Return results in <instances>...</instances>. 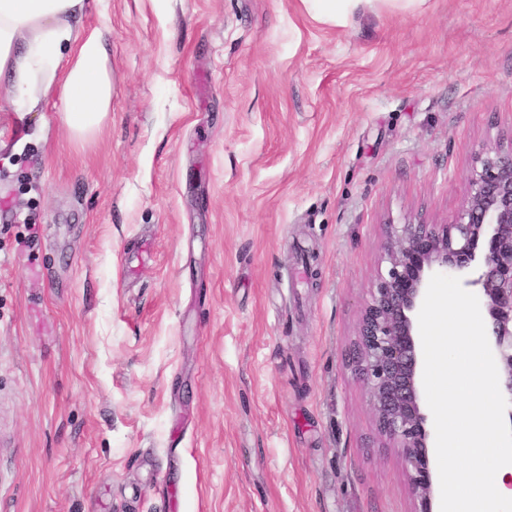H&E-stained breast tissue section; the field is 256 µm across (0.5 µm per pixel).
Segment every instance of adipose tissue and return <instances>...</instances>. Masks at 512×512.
Here are the masks:
<instances>
[{
	"label": "adipose tissue",
	"mask_w": 512,
	"mask_h": 512,
	"mask_svg": "<svg viewBox=\"0 0 512 512\" xmlns=\"http://www.w3.org/2000/svg\"><path fill=\"white\" fill-rule=\"evenodd\" d=\"M88 0H0V80L17 111L41 97L60 103L71 136L94 135L112 110L115 86L103 30L83 23Z\"/></svg>",
	"instance_id": "adipose-tissue-1"
}]
</instances>
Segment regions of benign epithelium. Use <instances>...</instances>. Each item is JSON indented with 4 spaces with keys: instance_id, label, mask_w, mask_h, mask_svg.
<instances>
[{
    "instance_id": "7a95c632",
    "label": "benign epithelium",
    "mask_w": 512,
    "mask_h": 512,
    "mask_svg": "<svg viewBox=\"0 0 512 512\" xmlns=\"http://www.w3.org/2000/svg\"><path fill=\"white\" fill-rule=\"evenodd\" d=\"M385 233L384 266L361 315L352 365L366 386L385 447L400 456L414 512H433L417 316L437 272L476 288L499 377L512 401V134L475 154L464 198L449 222L387 224Z\"/></svg>"
}]
</instances>
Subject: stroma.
Wrapping results in <instances>:
<instances>
[{"label":"stroma","mask_w":512,"mask_h":512,"mask_svg":"<svg viewBox=\"0 0 512 512\" xmlns=\"http://www.w3.org/2000/svg\"><path fill=\"white\" fill-rule=\"evenodd\" d=\"M98 135L0 86V512H413L348 366L385 224L512 129V0H93Z\"/></svg>","instance_id":"1"}]
</instances>
